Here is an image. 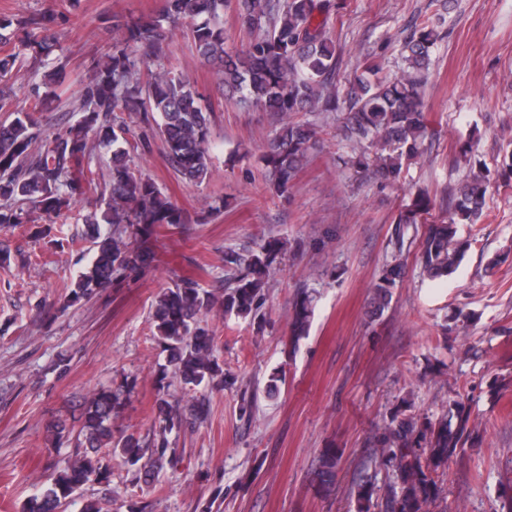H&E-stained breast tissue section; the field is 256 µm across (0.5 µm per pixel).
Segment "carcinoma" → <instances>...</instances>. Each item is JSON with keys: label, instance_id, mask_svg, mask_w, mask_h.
Here are the masks:
<instances>
[{"label": "carcinoma", "instance_id": "carcinoma-1", "mask_svg": "<svg viewBox=\"0 0 512 512\" xmlns=\"http://www.w3.org/2000/svg\"><path fill=\"white\" fill-rule=\"evenodd\" d=\"M229 0H161L154 15L112 14L118 37L100 58L89 64L88 80L81 83L76 111L80 117L64 129L44 135L41 113L57 99L53 71L43 75V92H35L26 109H17L10 94L0 91V112L15 118L0 123V226L66 224L77 198L100 190L104 207L82 217L94 239L92 259L68 286L60 309L90 299L113 282L138 276L154 261L150 241L163 225L196 224L157 183L135 172L133 153L143 141L130 129L134 123L160 139L173 171L188 184L203 182L209 173L208 149L213 138L212 110L202 106L203 95L165 66L163 44L179 26L198 56L216 72L220 86L248 109L273 112L279 126L260 155L266 188L278 197L292 193L298 173L321 140L320 127L310 116L334 112L343 102V136L358 151L355 164L373 168L384 179L396 177L403 163L414 158L428 129L421 97L436 37L433 23L423 21L402 47L403 68L393 77L379 75L366 65L338 96L332 79L336 71V41L329 30V0H236L241 28L253 34L246 49L233 53L225 46L221 19ZM14 21L0 17V44H17L0 53V77L24 65L27 55L49 47V36L28 32L19 38ZM112 150L110 179L95 183L88 138ZM486 186L473 176L452 197L448 216L429 219L430 200L424 193L404 206L394 218L392 239L402 248L409 229L425 225L418 259L432 279L452 274L464 259L469 240L458 226L476 224L484 214ZM281 243L268 241L257 252H224V267L235 272L221 294L182 277L158 295L152 313L156 340L167 352L161 380L183 387L224 388V370L216 356L214 331L203 325L212 311L235 314L263 331L267 277L282 253ZM403 265L385 266L372 285L371 305L383 311L392 288L402 278ZM312 297L301 293L293 304L292 333L306 331ZM152 406L155 435L152 446L112 427L123 406V391L103 387L86 401L75 427L65 419L48 431L55 441L75 439L82 452L71 457L57 478L29 499L22 512H62L76 502V492L89 482L107 483L111 471L102 449L136 468L134 480L154 475V469L174 456L168 435L176 427L203 421L210 400L192 398L172 404L160 386ZM470 416L456 407L451 417L421 424L413 415L395 413L376 438L379 465L393 471L394 482L383 493L370 483L357 488L360 512H435L441 500L438 477L448 462L476 439ZM340 456L326 448L319 455L316 475L319 494L329 498Z\"/></svg>", "mask_w": 512, "mask_h": 512}]
</instances>
